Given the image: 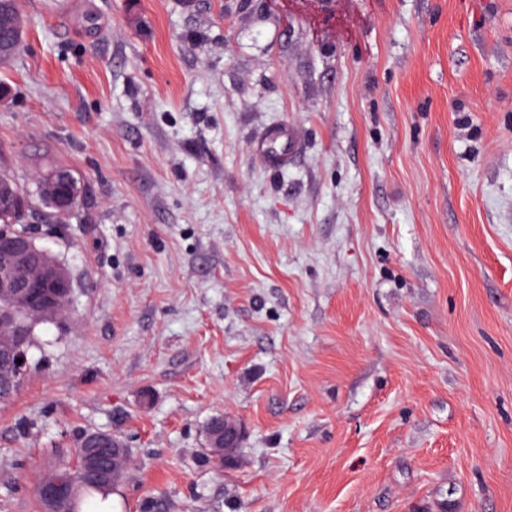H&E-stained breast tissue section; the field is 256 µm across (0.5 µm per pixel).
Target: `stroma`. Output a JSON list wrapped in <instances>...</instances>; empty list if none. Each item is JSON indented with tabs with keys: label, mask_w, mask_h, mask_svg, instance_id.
<instances>
[{
	"label": "stroma",
	"mask_w": 512,
	"mask_h": 512,
	"mask_svg": "<svg viewBox=\"0 0 512 512\" xmlns=\"http://www.w3.org/2000/svg\"><path fill=\"white\" fill-rule=\"evenodd\" d=\"M19 6L0 169L83 192L0 512L89 432L130 463L88 512H512V0ZM295 149V141L287 124L269 127L258 142V156L265 166L274 169L288 167ZM244 436V429L240 422L229 417L222 416L215 421L207 436L208 448L219 459L224 460L225 465L231 464L235 455L236 448Z\"/></svg>",
	"instance_id": "stroma-1"
}]
</instances>
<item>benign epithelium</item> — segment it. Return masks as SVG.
I'll return each instance as SVG.
<instances>
[{
  "label": "benign epithelium",
  "instance_id": "benign-epithelium-1",
  "mask_svg": "<svg viewBox=\"0 0 512 512\" xmlns=\"http://www.w3.org/2000/svg\"><path fill=\"white\" fill-rule=\"evenodd\" d=\"M28 204V196L18 188L11 197L0 191V244L10 256L8 263L0 265V299L5 300L0 307V358L11 371V376L0 378V390L13 381L25 382L31 366L29 344L35 327L42 322L66 321L74 293L71 273L51 251L40 247L33 234L11 231L13 211H22ZM20 312L27 314L28 319L20 320ZM18 359L22 363H16ZM243 436L242 424L224 416L212 425L207 444L215 456L229 465ZM91 442L93 447L85 451L81 473L86 479L103 481L104 489H110L121 479L127 449L108 433L94 434ZM101 445L112 451L107 468L94 452ZM76 482L69 472L43 477L37 493L44 512H78Z\"/></svg>",
  "mask_w": 512,
  "mask_h": 512
}]
</instances>
